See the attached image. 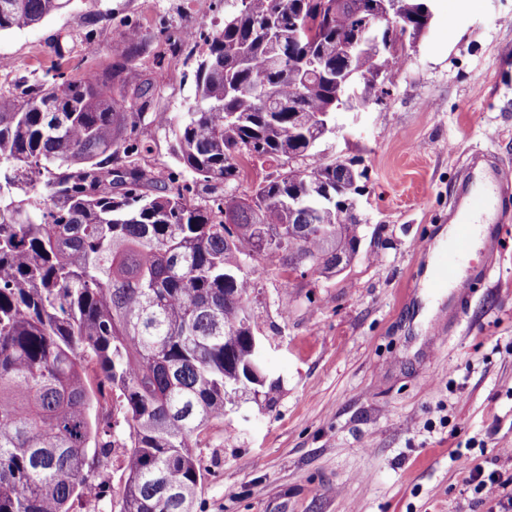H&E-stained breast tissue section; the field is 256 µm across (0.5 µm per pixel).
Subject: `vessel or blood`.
<instances>
[{"mask_svg": "<svg viewBox=\"0 0 512 512\" xmlns=\"http://www.w3.org/2000/svg\"><path fill=\"white\" fill-rule=\"evenodd\" d=\"M468 166L469 180L448 215L453 233L447 247L436 253L435 272L428 283L438 293L466 287L459 271L471 251L476 224L480 217H496L499 209L512 201V167L491 164L487 150L480 148L473 150Z\"/></svg>", "mask_w": 512, "mask_h": 512, "instance_id": "vessel-or-blood-1", "label": "vessel or blood"}]
</instances>
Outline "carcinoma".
I'll use <instances>...</instances> for the list:
<instances>
[{
	"label": "carcinoma",
	"instance_id": "obj_1",
	"mask_svg": "<svg viewBox=\"0 0 512 512\" xmlns=\"http://www.w3.org/2000/svg\"><path fill=\"white\" fill-rule=\"evenodd\" d=\"M247 2L197 30V101L164 176L138 163L151 153L140 129L164 120L127 96L153 91L133 82L137 29L120 63L0 93V512L79 498L104 512L114 494L98 469L114 448L127 449L118 512H193L200 434L267 380L250 351L256 262L277 259L290 288L305 261L329 278L358 255L364 173L315 148L348 85L393 84L404 54L339 51L379 0ZM396 2L393 45L426 22L425 0ZM69 5L0 0V32ZM255 162L273 171L243 200Z\"/></svg>",
	"mask_w": 512,
	"mask_h": 512
}]
</instances>
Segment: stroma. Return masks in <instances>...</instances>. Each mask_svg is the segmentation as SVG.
Masks as SVG:
<instances>
[{"label": "stroma", "mask_w": 512, "mask_h": 512, "mask_svg": "<svg viewBox=\"0 0 512 512\" xmlns=\"http://www.w3.org/2000/svg\"><path fill=\"white\" fill-rule=\"evenodd\" d=\"M232 5L72 0L0 34V92L56 64L75 78L103 68L138 28L147 41L137 74L156 85L147 109L168 117L143 130L147 160L171 168L203 47L186 43L172 59L164 38L222 23ZM406 55L381 102L339 112V132L316 146L367 173L351 267L286 291L278 261L257 268L251 307L277 387L268 399L239 394L202 433L196 512H488L471 474L512 477V217L466 261L470 287L427 295L421 285L424 247L448 224L469 152L488 148L512 165V0H471L464 12L433 0L432 24Z\"/></svg>", "instance_id": "stroma-1"}]
</instances>
